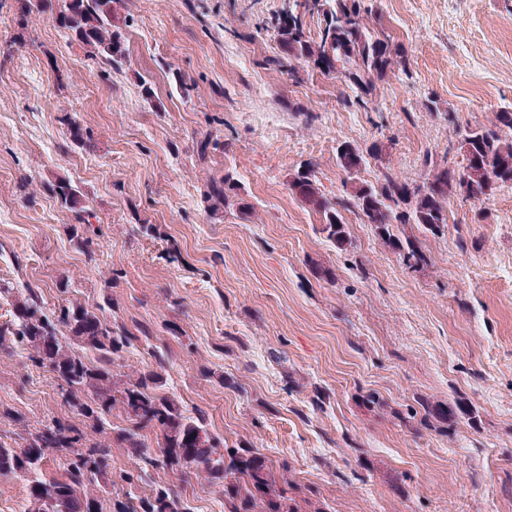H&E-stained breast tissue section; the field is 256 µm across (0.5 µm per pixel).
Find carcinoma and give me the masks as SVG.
Wrapping results in <instances>:
<instances>
[{
	"label": "carcinoma",
	"instance_id": "cac0c4a2",
	"mask_svg": "<svg viewBox=\"0 0 512 512\" xmlns=\"http://www.w3.org/2000/svg\"><path fill=\"white\" fill-rule=\"evenodd\" d=\"M122 0H25L27 13L47 15L68 38L87 48L102 64L118 69L126 60ZM372 7L366 0H288V10L274 18L273 29L282 55L273 60L293 73L295 64L311 61L321 71L332 74L353 91L349 104L367 108L376 82L403 63L402 51L390 39L368 26ZM307 14L321 16L318 38L305 30ZM70 146L82 150L93 147L76 113L60 118ZM363 151L350 144L337 150L336 162L345 173L343 196L332 201L321 191L315 165L304 164L290 177L289 190L305 206L321 215L320 231L337 248L349 244L341 211L355 210L364 223L399 257L407 268L426 267L430 257L418 230L440 237L448 224V203L460 196L485 205L503 187H512V108L496 113L492 126H468L459 132V149L464 165H440L425 182L401 179L385 172L382 180L370 184L358 179L366 163ZM52 198L60 208L74 213L70 225L71 242L90 262L95 248L92 219L96 215L83 205L79 188L66 178L48 183ZM211 216L243 209L239 187L228 175L206 183L202 194ZM12 306V319L0 324V351L23 347L36 369L52 375L63 403L82 417L79 424L48 420L27 432L25 449L18 452L0 438V474L25 478L28 512H186L176 485L163 481L148 485L141 494L130 492L111 498L94 496L88 485L96 481L102 492L120 481L137 489L149 469H163L175 477L204 474L221 487L225 512H302L286 473L276 472L262 454L245 445H229L209 429L208 414L199 410L185 415L173 397L161 392L165 356L154 350L157 368L117 375L126 353L135 344L153 347L154 332L140 326L132 333L118 320L115 302L90 309L64 299L46 311L40 288L28 285L16 293L0 284V300ZM110 313H105L104 309ZM95 353L89 359L85 351ZM122 412L128 426L107 429L106 416ZM427 416L451 420L471 416L458 402L446 408L430 406ZM155 433L157 447L145 442L143 431ZM124 449L135 460L131 469L112 470V447ZM65 459L62 478L47 481L43 466L51 457Z\"/></svg>",
	"mask_w": 512,
	"mask_h": 512
}]
</instances>
